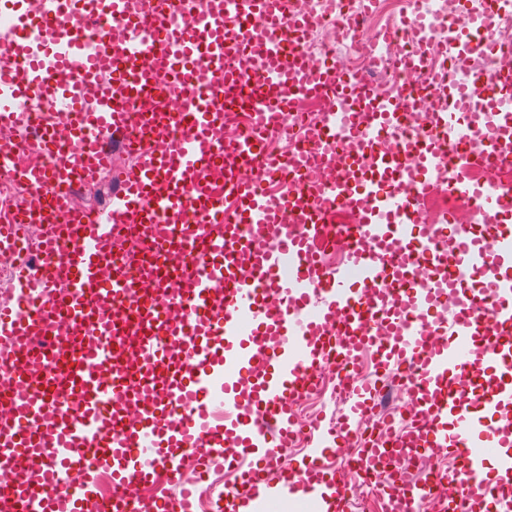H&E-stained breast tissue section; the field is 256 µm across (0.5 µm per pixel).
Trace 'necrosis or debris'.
Listing matches in <instances>:
<instances>
[{
	"instance_id": "necrosis-or-debris-1",
	"label": "necrosis or debris",
	"mask_w": 512,
	"mask_h": 512,
	"mask_svg": "<svg viewBox=\"0 0 512 512\" xmlns=\"http://www.w3.org/2000/svg\"><path fill=\"white\" fill-rule=\"evenodd\" d=\"M288 5L293 14L315 20L302 37L291 40L292 49L306 51L315 59L333 61L342 71L363 68L373 72L374 91L396 98L404 107L408 117L403 129L381 135L375 145L388 153L404 154L410 169L415 166V155L409 145L423 132H431L445 152H453L447 132L434 129L432 121L437 112L447 108L448 87L459 72H466L471 78H484L490 88L494 87L497 75H512L511 8L500 15L494 50H487L479 41L465 59H456L452 53L449 27L478 17L485 11L487 0H407L396 9L384 5L378 15L362 11L359 0H288ZM413 14L423 16L422 26L409 23L408 18ZM340 46L346 49L341 56L336 53ZM412 54L425 58L426 70L401 67V60ZM324 118L323 101L304 97L294 100L275 135L264 144L265 153L280 162L275 177H285L286 165L302 147V128L322 123ZM436 181L434 193L416 210L418 222L440 224L448 219L460 232L474 231L476 224L470 206L448 193L447 168L439 169ZM315 375L318 387L303 395L295 406L297 420L304 427L322 416L327 402L345 404L352 383L347 371L332 360L317 366ZM385 379L399 387V395L388 407L361 421L349 435L350 444L362 445L370 436L388 444L398 424H408L416 418L412 369L394 366Z\"/></svg>"
}]
</instances>
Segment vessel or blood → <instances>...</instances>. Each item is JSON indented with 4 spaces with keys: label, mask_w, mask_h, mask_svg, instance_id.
I'll return each mask as SVG.
<instances>
[{
    "label": "vessel or blood",
    "mask_w": 512,
    "mask_h": 512,
    "mask_svg": "<svg viewBox=\"0 0 512 512\" xmlns=\"http://www.w3.org/2000/svg\"><path fill=\"white\" fill-rule=\"evenodd\" d=\"M41 0L37 20L15 16L0 32V130L46 99L63 107L43 126L47 163L16 170L35 206L20 220L0 221V244L46 226L36 264L18 274L15 306L0 307V369L20 393L0 414V466L38 459L37 490L14 488L9 512H77L96 495L98 473L112 472L109 512H192L193 493L182 486L183 448L197 466L236 445L238 479L217 502V512H239L242 502L272 512L285 498L308 512H345L349 490L332 458L379 459L385 448L349 447L346 435L377 405L383 371L410 363L420 422L398 432V448L451 457L448 512H512V188L474 182L480 140L486 158L497 156L512 134V76L491 97L477 82L458 87L436 124L451 132L458 150L445 155L429 135L416 145V170L373 146L385 131L401 130L405 110L373 94L367 81L337 73L329 62L311 64L303 52L285 57L289 34L312 22L288 14L286 0H217L201 11L197 0ZM498 16L489 4L451 36L457 54L473 49L474 33L492 38ZM112 21L122 30L110 37ZM256 59L245 73L235 58ZM111 71L112 88L86 100L81 86L58 82L69 71L96 80ZM166 77L164 107H156L159 77ZM329 97L326 122L310 127L297 175L333 151L339 139L360 144L350 177L334 185L292 192L287 183L263 188L270 165L261 150L284 112L299 97ZM248 113L249 127L224 140V113ZM482 124H474L473 113ZM143 136L136 164L123 171L112 204L102 211L75 207V183H89L112 165L110 141ZM224 165L220 184L206 181L205 165ZM448 169V192L466 201L478 220L494 225L481 238L457 236L456 251L437 246L453 225L421 227L413 213ZM251 170L243 178L242 170ZM354 208L357 221L339 225L351 236L336 263L317 256L338 209ZM291 213L293 222L282 219ZM141 230L134 262L116 261L112 243L124 226ZM277 225L276 240L265 231ZM196 259L176 271L174 255ZM430 269L412 279L409 263ZM137 266L156 286L142 295L127 274ZM476 275V283L445 277L447 268ZM68 285L56 297L53 284ZM462 295L450 317L437 306L446 290ZM223 304H216V291ZM280 302L270 307L267 293ZM64 311L75 325L69 342L53 340ZM179 312L172 320L170 312ZM417 320L404 324L405 315ZM391 324L382 342L371 320ZM438 343H430V335ZM350 368L371 354L378 376L356 381L349 407L336 424L307 429L303 461L284 449L296 433L294 401L327 352ZM468 380L473 396L455 385ZM138 413L126 421L125 409ZM180 495H144L155 482ZM430 485L390 482L395 512H421Z\"/></svg>",
    "instance_id": "1"
}]
</instances>
